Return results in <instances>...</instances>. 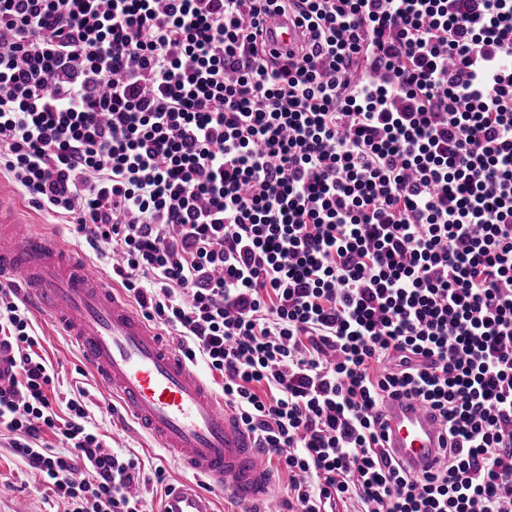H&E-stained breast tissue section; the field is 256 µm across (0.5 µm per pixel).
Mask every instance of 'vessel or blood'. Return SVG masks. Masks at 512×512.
Listing matches in <instances>:
<instances>
[{
  "label": "vessel or blood",
  "mask_w": 512,
  "mask_h": 512,
  "mask_svg": "<svg viewBox=\"0 0 512 512\" xmlns=\"http://www.w3.org/2000/svg\"><path fill=\"white\" fill-rule=\"evenodd\" d=\"M269 42L293 47L303 38L296 20L264 18ZM16 282L28 307L46 315L76 345L84 364L112 399L162 448L175 452L210 493L278 512L273 476L262 452L172 342L134 310L111 284L28 221L0 191V282ZM387 444L416 472L433 468L442 429L418 399L388 401ZM210 494L191 482L173 488L162 512H212Z\"/></svg>",
  "instance_id": "obj_1"
}]
</instances>
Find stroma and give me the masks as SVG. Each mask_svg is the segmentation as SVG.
<instances>
[{
	"label": "stroma",
	"instance_id": "stroma-1",
	"mask_svg": "<svg viewBox=\"0 0 512 512\" xmlns=\"http://www.w3.org/2000/svg\"><path fill=\"white\" fill-rule=\"evenodd\" d=\"M40 337V352L49 359L58 375L56 387L70 397L84 392L89 420L112 447L124 449L141 467L144 477L136 489L143 494L153 512H160L167 488L188 479L183 466L166 450L159 448L146 436L134 437L121 409L112 408V399L103 384L84 365L71 341L45 316L35 319ZM164 468L166 481L158 486L149 483L155 468ZM26 504L28 512H55L57 503L33 471L12 454L8 437H0V512H16L18 504Z\"/></svg>",
	"mask_w": 512,
	"mask_h": 512
}]
</instances>
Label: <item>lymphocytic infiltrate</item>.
I'll use <instances>...</instances> for the list:
<instances>
[{"label": "lymphocytic infiltrate", "mask_w": 512, "mask_h": 512, "mask_svg": "<svg viewBox=\"0 0 512 512\" xmlns=\"http://www.w3.org/2000/svg\"><path fill=\"white\" fill-rule=\"evenodd\" d=\"M0 171L120 257L288 512L512 506V0H0ZM38 345L0 282L13 454L64 512H147ZM401 396L445 431L421 474L385 446ZM269 42L276 47H293L303 38L302 29L297 21L291 17L280 15H267L264 17Z\"/></svg>", "instance_id": "f902f5d3"}]
</instances>
